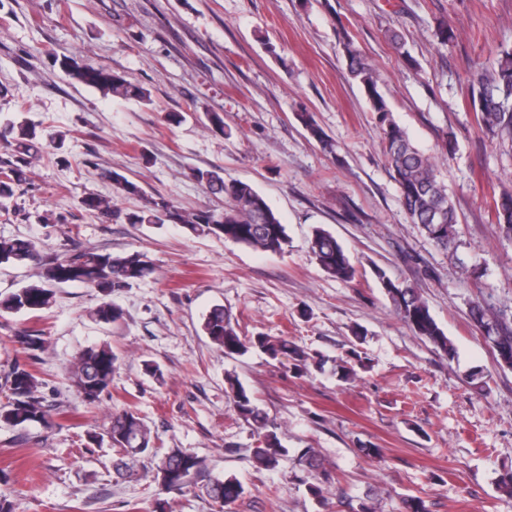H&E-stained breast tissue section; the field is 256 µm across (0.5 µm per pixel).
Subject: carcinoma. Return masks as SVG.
I'll return each mask as SVG.
<instances>
[{"label": "carcinoma", "instance_id": "cac0c4a2", "mask_svg": "<svg viewBox=\"0 0 512 512\" xmlns=\"http://www.w3.org/2000/svg\"><path fill=\"white\" fill-rule=\"evenodd\" d=\"M343 48L348 60V73L363 89L370 111L377 114L384 140L388 169L395 181L402 207L410 223L439 249L456 252L458 248L455 204L448 195V187L440 178L436 163L423 154L412 142L407 131L394 119L388 101L379 88V77L366 56L355 45L349 34H344ZM62 71L72 80L100 89L114 97L151 101L150 92L126 81L106 66H91L75 56L59 59ZM469 99L478 131L491 142L507 149L512 156V51L503 50L496 62L479 74L469 85ZM313 138L323 148L333 151V144L312 121L309 113H297ZM0 208L14 195L13 187L26 180V167L41 155L43 144L37 140L35 125L25 121H9L0 129ZM191 176L207 193L224 198V210H200L193 215L183 214L171 201L158 197L148 199L145 205L128 215L131 224H163L180 222L193 235H214L262 252L278 253L288 244L286 226L251 185L224 181L215 170H192ZM85 210L112 218V201L89 196L83 200ZM495 223L500 233L512 240V185L503 186L494 196ZM311 251L319 266L328 274L348 282L355 276V267L344 247L322 228L314 230ZM29 262L40 267V283L30 285L0 299L1 312H37L52 298V287L82 283L105 295L123 288L132 280L146 277L151 268L138 254L114 256L110 253L75 247L63 257L46 260L36 241L31 239H1L0 264ZM385 295L398 318L434 348L452 359L455 348L439 327L426 301L417 289L402 286L378 272ZM470 315L476 328L492 348L497 360L512 367V314L495 309L484 299L470 304ZM202 332L226 354H237L249 347H259L272 359L291 361L299 373L309 371L313 357L286 338L272 339L256 336L249 341L240 338L232 314L222 305L214 306L204 317ZM17 349L30 357L45 347L43 333L26 329L8 337ZM116 355L105 345H92L80 351L71 370V380L84 401L95 402L112 384ZM364 366L362 356L355 350L348 359H339L337 373L349 381L357 375L355 366ZM0 388L6 392V401L0 402V423L11 427H25L39 423L52 425L49 409L35 396L37 379L24 365L15 363L4 376ZM234 408L238 415L259 434L265 447L256 448L252 458L263 469H274L280 457L288 450L281 447L267 414L254 402L240 382L231 384ZM112 445L125 456L135 458L152 449L151 432L142 419L131 410L112 415L107 431ZM299 464L308 471L325 470L322 460L311 448L298 456ZM206 471L205 461L179 448L160 453L154 480L168 493L180 494L192 481ZM207 496L222 507L236 502L244 493L243 485L234 477L214 478L205 486Z\"/></svg>", "mask_w": 512, "mask_h": 512}]
</instances>
